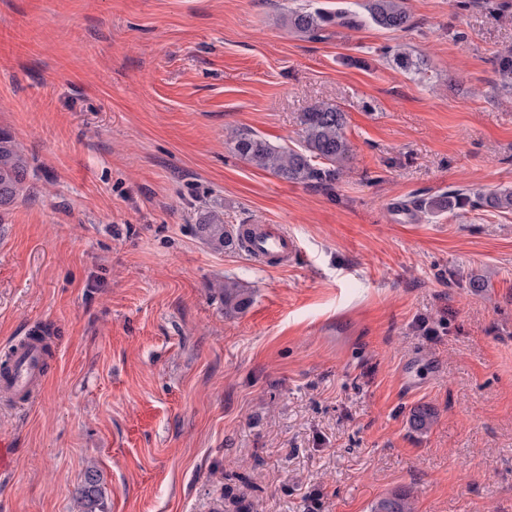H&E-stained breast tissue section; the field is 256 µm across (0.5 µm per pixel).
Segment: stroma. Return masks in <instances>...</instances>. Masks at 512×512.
Masks as SVG:
<instances>
[{"label":"stroma","instance_id":"1","mask_svg":"<svg viewBox=\"0 0 512 512\" xmlns=\"http://www.w3.org/2000/svg\"><path fill=\"white\" fill-rule=\"evenodd\" d=\"M300 2L0 0V129L34 157L0 220V347L56 338L39 393L0 402V512H75L91 465L105 512H370L399 491L512 512V213L397 209L512 190V0H408L409 31L311 39L285 23ZM322 102L354 153L332 190L224 143L296 138ZM211 206L284 225L295 260L211 249ZM227 281L252 297L232 316ZM383 56L389 58L393 63L400 69L406 72H414L419 73L422 69H420V63L418 60L414 59L411 54L401 49L400 46L390 47L386 46L379 50Z\"/></svg>","mask_w":512,"mask_h":512}]
</instances>
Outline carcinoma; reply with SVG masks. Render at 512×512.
<instances>
[{
	"mask_svg": "<svg viewBox=\"0 0 512 512\" xmlns=\"http://www.w3.org/2000/svg\"><path fill=\"white\" fill-rule=\"evenodd\" d=\"M287 24L302 38H313L328 26L361 29L373 24L391 31H407L414 26L407 0H341L334 9L310 3L288 11ZM380 52L406 72H421L419 61L399 46H386ZM299 126L300 141L295 146L274 144L248 128L231 129L225 135V144L249 165L282 181L333 188L353 156L345 135V113L333 104L320 103L300 114ZM33 171L34 158L28 149L11 132L0 129V220L30 194ZM467 208L511 213L512 190L475 194L468 189H452L428 200L412 199L400 204V209L411 216ZM195 232L214 250L240 247L239 229L224 224L221 210H206ZM250 300L247 289L224 283V314L243 310ZM433 421L434 412L425 405L410 411L409 426L416 432L428 430ZM76 510L104 512L100 474L93 467L84 472ZM370 512H416V507L410 494L395 492L375 501Z\"/></svg>",
	"mask_w": 512,
	"mask_h": 512,
	"instance_id": "cac0c4a2",
	"label": "carcinoma"
}]
</instances>
